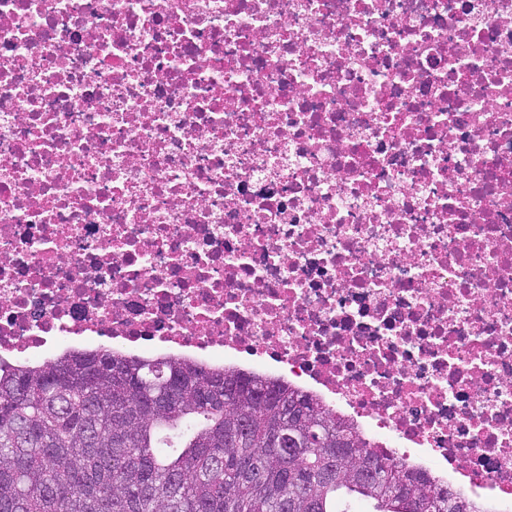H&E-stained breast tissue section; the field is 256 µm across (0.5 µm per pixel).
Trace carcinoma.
I'll list each match as a JSON object with an SVG mask.
<instances>
[{
	"instance_id": "obj_1",
	"label": "carcinoma",
	"mask_w": 512,
	"mask_h": 512,
	"mask_svg": "<svg viewBox=\"0 0 512 512\" xmlns=\"http://www.w3.org/2000/svg\"><path fill=\"white\" fill-rule=\"evenodd\" d=\"M291 403L300 449L278 441ZM451 495L282 379L107 352L0 365V512H482Z\"/></svg>"
}]
</instances>
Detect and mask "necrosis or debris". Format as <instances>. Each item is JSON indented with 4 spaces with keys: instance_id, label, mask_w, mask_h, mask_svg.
Instances as JSON below:
<instances>
[{
    "instance_id": "4bbe7bcc",
    "label": "necrosis or debris",
    "mask_w": 512,
    "mask_h": 512,
    "mask_svg": "<svg viewBox=\"0 0 512 512\" xmlns=\"http://www.w3.org/2000/svg\"><path fill=\"white\" fill-rule=\"evenodd\" d=\"M79 345L512 512V0H0V360Z\"/></svg>"
}]
</instances>
